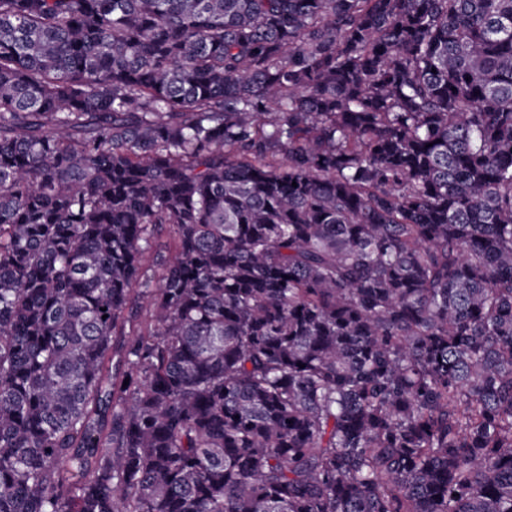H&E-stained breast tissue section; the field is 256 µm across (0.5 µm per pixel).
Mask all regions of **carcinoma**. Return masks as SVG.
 I'll use <instances>...</instances> for the list:
<instances>
[{"instance_id":"carcinoma-1","label":"carcinoma","mask_w":512,"mask_h":512,"mask_svg":"<svg viewBox=\"0 0 512 512\" xmlns=\"http://www.w3.org/2000/svg\"><path fill=\"white\" fill-rule=\"evenodd\" d=\"M0 512H512V0H0Z\"/></svg>"}]
</instances>
